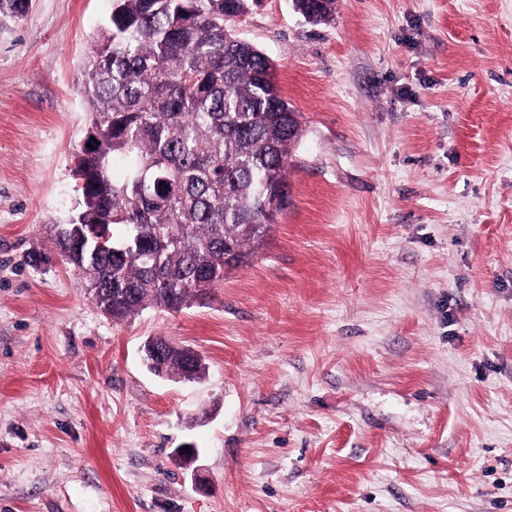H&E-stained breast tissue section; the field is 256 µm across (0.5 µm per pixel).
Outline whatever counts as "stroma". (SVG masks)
Wrapping results in <instances>:
<instances>
[{
	"mask_svg": "<svg viewBox=\"0 0 512 512\" xmlns=\"http://www.w3.org/2000/svg\"><path fill=\"white\" fill-rule=\"evenodd\" d=\"M110 10L0 28V512H512V0L239 17L301 115L288 207L207 298L121 322L50 237ZM152 336L205 376L148 371Z\"/></svg>",
	"mask_w": 512,
	"mask_h": 512,
	"instance_id": "stroma-1",
	"label": "stroma"
}]
</instances>
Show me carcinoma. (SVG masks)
<instances>
[{
    "instance_id": "carcinoma-1",
    "label": "carcinoma",
    "mask_w": 512,
    "mask_h": 512,
    "mask_svg": "<svg viewBox=\"0 0 512 512\" xmlns=\"http://www.w3.org/2000/svg\"><path fill=\"white\" fill-rule=\"evenodd\" d=\"M28 0H0V25ZM261 0H112L83 73L98 140L75 156L80 223L110 235L98 253L97 307L114 321L178 310L248 263L287 204L286 170L302 135L276 66L229 23ZM336 0H292L308 22ZM55 248L84 269L77 247ZM170 377L205 364L168 342Z\"/></svg>"
}]
</instances>
